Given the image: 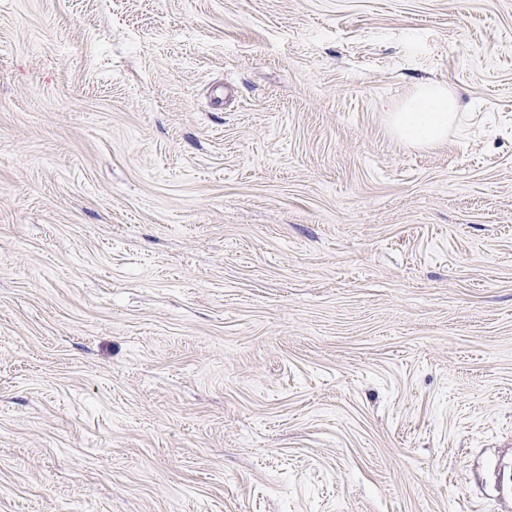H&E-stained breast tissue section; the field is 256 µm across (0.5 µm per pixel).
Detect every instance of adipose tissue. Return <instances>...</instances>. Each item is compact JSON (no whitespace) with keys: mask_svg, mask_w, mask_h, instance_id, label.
<instances>
[{"mask_svg":"<svg viewBox=\"0 0 512 512\" xmlns=\"http://www.w3.org/2000/svg\"><path fill=\"white\" fill-rule=\"evenodd\" d=\"M457 104L444 88L425 85L412 100L392 116V128L401 139L431 145L448 135V124L455 117Z\"/></svg>","mask_w":512,"mask_h":512,"instance_id":"adipose-tissue-1","label":"adipose tissue"}]
</instances>
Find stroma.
<instances>
[{"mask_svg": "<svg viewBox=\"0 0 512 512\" xmlns=\"http://www.w3.org/2000/svg\"><path fill=\"white\" fill-rule=\"evenodd\" d=\"M503 454L512 0H0V512H512ZM455 99L444 88L425 85L412 100L392 115V128L401 139L431 145L448 135V123L457 119Z\"/></svg>", "mask_w": 512, "mask_h": 512, "instance_id": "stroma-1", "label": "stroma"}]
</instances>
